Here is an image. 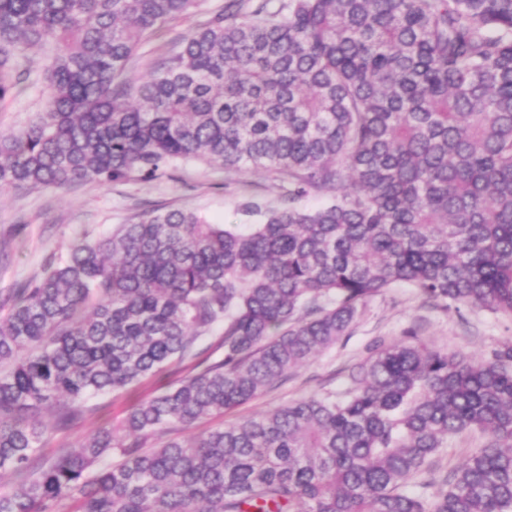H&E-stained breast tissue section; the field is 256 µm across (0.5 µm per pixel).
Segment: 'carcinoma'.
<instances>
[{
	"label": "carcinoma",
	"mask_w": 512,
	"mask_h": 512,
	"mask_svg": "<svg viewBox=\"0 0 512 512\" xmlns=\"http://www.w3.org/2000/svg\"><path fill=\"white\" fill-rule=\"evenodd\" d=\"M200 6L0 0V105L20 60L50 49L43 111L0 134V189L196 161L288 183L287 205H244L262 213L245 230L152 209L14 289L0 512H512L510 341L474 361L403 336L341 395L224 420L349 336L387 288L512 317V0H225L129 74ZM312 193L328 201L298 204ZM186 361L119 424L44 452L42 412L66 428L90 398ZM204 418L223 422L192 432ZM469 432L486 443L437 480L441 449ZM224 5V0H204L201 5V15L195 17L192 21H180L170 25V27L157 40H151L144 44L136 55L134 64V73L137 75L145 74L150 70L155 61L161 55H170L178 49L182 39L188 35L191 26L197 20L201 19L206 13L214 12Z\"/></svg>",
	"instance_id": "1"
}]
</instances>
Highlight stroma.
<instances>
[{"mask_svg":"<svg viewBox=\"0 0 512 512\" xmlns=\"http://www.w3.org/2000/svg\"><path fill=\"white\" fill-rule=\"evenodd\" d=\"M191 25L180 21L144 44L134 71L150 70L162 55L177 50ZM27 82L0 107V132L8 133L32 121L44 105L42 53L32 50L26 62ZM284 191L271 174L228 176L201 162L178 164L160 179L132 178L99 185L86 183L67 189H0V294L9 295L26 281L41 276L50 261L64 260L79 240H97L120 225L136 222L155 208L189 209L220 224H244L240 205L255 200L280 207ZM413 331L432 345L473 358L512 340V319L481 310L442 309L425 303L414 289L396 287L372 298L348 338L320 353L310 364L240 408V415L261 413L312 394L345 390L346 368L365 361L374 345ZM178 374L162 375L121 393L91 399L90 409L65 430L54 428L51 414L48 451L76 447L107 423H118L144 396L176 383Z\"/></svg>","mask_w":512,"mask_h":512,"instance_id":"35a3bbf8","label":"stroma"}]
</instances>
